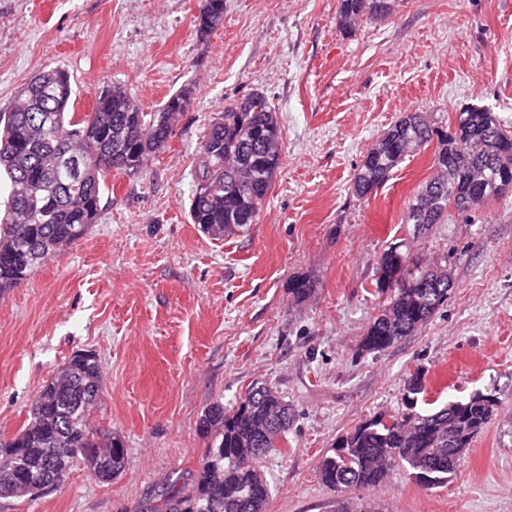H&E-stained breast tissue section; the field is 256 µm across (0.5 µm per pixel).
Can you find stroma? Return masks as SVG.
<instances>
[{"mask_svg":"<svg viewBox=\"0 0 512 512\" xmlns=\"http://www.w3.org/2000/svg\"><path fill=\"white\" fill-rule=\"evenodd\" d=\"M338 0H224L200 35L197 0H0V112L40 71L69 74L77 116L105 86L143 111L190 89L167 147L142 173L107 174L84 236L0 293V438L29 421L36 393L78 352L101 366L94 426L119 437L108 483L84 466L0 512H148L205 452L214 402L267 384L295 411L263 463L267 512H335L318 465L363 421L434 411L476 393L497 403L448 484L405 470L349 490L386 512H512V192L418 231L404 216L435 174V144L407 156L366 198L352 195L370 146L406 112L446 131L463 106L512 127V0H392L385 20L340 25ZM264 94L281 127V165L260 218L213 238L193 224L196 153L226 105ZM400 246L455 286L414 335L362 352L383 301L378 261ZM309 280L295 300L288 285ZM421 373L424 393L407 403ZM199 1L200 6L202 4V1H205L207 9L201 18L199 16H195V27H197V32L200 33V35H208L223 23L224 0Z\"/></svg>","mask_w":512,"mask_h":512,"instance_id":"35a3bbf8","label":"stroma"}]
</instances>
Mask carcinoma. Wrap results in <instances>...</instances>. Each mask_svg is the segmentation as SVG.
<instances>
[{"label": "carcinoma", "instance_id": "carcinoma-1", "mask_svg": "<svg viewBox=\"0 0 512 512\" xmlns=\"http://www.w3.org/2000/svg\"><path fill=\"white\" fill-rule=\"evenodd\" d=\"M194 17L200 35L224 20V0H205ZM390 0H339L348 28L381 19ZM73 88L62 70H43L19 91V104L0 113V177L7 199L0 218V292L28 279L46 258L73 244L95 222L105 176L139 174L146 160L173 136L176 115L189 109L192 91L172 94L154 112L143 111L122 88L97 92L93 112L75 119ZM280 130L268 99L253 93L224 109L201 142L190 204L192 223L215 237L256 223L279 160ZM437 140L436 175L414 194L405 223L440 224L448 210L471 212L506 193L512 182V131L489 108L455 113L452 133L441 135L419 112L397 120L364 156L353 193L364 198L387 180L410 153ZM377 287L386 295L361 350L380 353L415 335L448 299V270L408 268L394 246L380 258ZM100 363L71 358L68 372L36 396L21 432L0 439V484L61 482L77 462L92 477L110 481L122 471L121 441L91 422L99 398ZM495 400L476 394L439 410L371 419L341 437L318 472L336 493V512H362L346 498L351 488L374 489L405 468L426 487L448 483L473 438L492 421ZM292 420L291 408L266 386L250 385L236 406L210 405L198 431L209 440L198 466L160 494L153 512H266L271 487L263 462L278 451Z\"/></svg>", "mask_w": 512, "mask_h": 512}]
</instances>
